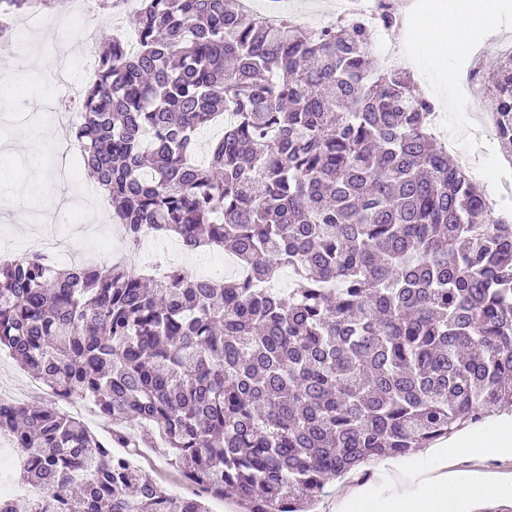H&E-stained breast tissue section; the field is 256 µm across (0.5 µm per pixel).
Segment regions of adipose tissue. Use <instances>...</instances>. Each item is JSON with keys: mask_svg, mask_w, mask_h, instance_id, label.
Instances as JSON below:
<instances>
[{"mask_svg": "<svg viewBox=\"0 0 512 512\" xmlns=\"http://www.w3.org/2000/svg\"><path fill=\"white\" fill-rule=\"evenodd\" d=\"M480 21L486 28L496 26L494 15L487 0H460L448 12L445 27L433 30L429 48L434 56H448L463 43L473 21ZM463 441L452 446L432 445L419 453L420 464L408 469L387 461L383 464L390 494L378 499L367 487L348 489L336 499V512H457L458 502L465 497L485 495L505 489L500 480L479 478L461 484L446 472L449 454H465Z\"/></svg>", "mask_w": 512, "mask_h": 512, "instance_id": "adipose-tissue-1", "label": "adipose tissue"}]
</instances>
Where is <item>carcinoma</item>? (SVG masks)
<instances>
[{"label": "carcinoma", "instance_id": "1", "mask_svg": "<svg viewBox=\"0 0 512 512\" xmlns=\"http://www.w3.org/2000/svg\"><path fill=\"white\" fill-rule=\"evenodd\" d=\"M0 32L37 2L3 0ZM138 48L94 45L75 130L127 246L229 247L228 281L114 262L0 261V350L56 402L0 399L27 462L0 512H208L114 448L162 444L210 497L313 512L328 481L512 412V224L430 130L356 17L273 23L240 0H139ZM512 154V56L482 71ZM235 113L196 159V132ZM294 287L273 285L283 270ZM72 402L76 407V410H72L70 413L82 419L86 426L94 433L98 434L102 439H106L108 432L112 428V419L102 418L96 414L80 410V407L90 404L86 399L74 398Z\"/></svg>", "mask_w": 512, "mask_h": 512}]
</instances>
